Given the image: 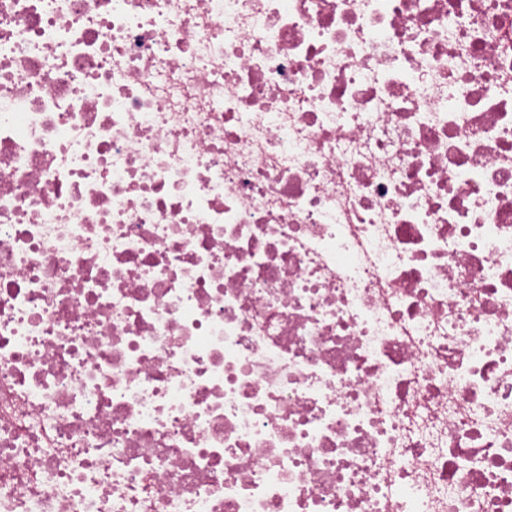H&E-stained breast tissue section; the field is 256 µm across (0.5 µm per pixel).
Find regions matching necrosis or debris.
Listing matches in <instances>:
<instances>
[{
	"instance_id": "obj_1",
	"label": "necrosis or debris",
	"mask_w": 512,
	"mask_h": 512,
	"mask_svg": "<svg viewBox=\"0 0 512 512\" xmlns=\"http://www.w3.org/2000/svg\"><path fill=\"white\" fill-rule=\"evenodd\" d=\"M0 512H512V0H0Z\"/></svg>"
}]
</instances>
